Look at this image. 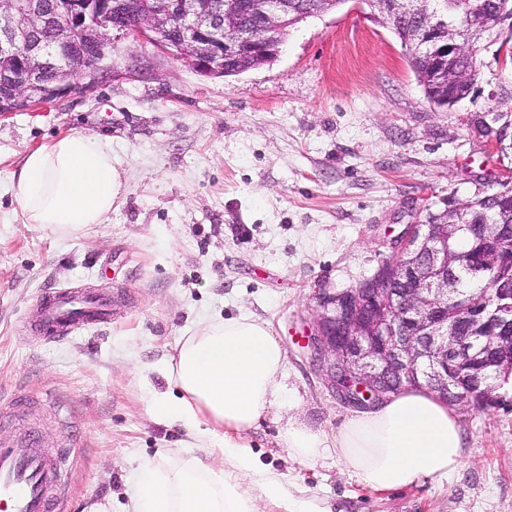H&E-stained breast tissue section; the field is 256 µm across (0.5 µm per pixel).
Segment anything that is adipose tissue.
Returning a JSON list of instances; mask_svg holds the SVG:
<instances>
[{
  "instance_id": "ef3b65f1",
  "label": "adipose tissue",
  "mask_w": 512,
  "mask_h": 512,
  "mask_svg": "<svg viewBox=\"0 0 512 512\" xmlns=\"http://www.w3.org/2000/svg\"><path fill=\"white\" fill-rule=\"evenodd\" d=\"M127 162L102 135L71 133L29 151L13 173L9 192L23 223L78 231L105 223L125 190ZM285 353L270 325L250 315L211 320L184 336L164 372L176 397L154 403L155 415L197 436L220 441L223 468L191 456L167 464L168 452L144 465L131 512H256L255 497L284 504L286 512H324L317 503L286 496L280 477L259 467L244 432L273 406L296 408L284 381ZM280 436L290 454L310 464L325 453L375 491L423 479H442L466 461L459 420L436 393L406 389L355 413L335 436L289 416ZM251 477L258 494L244 489Z\"/></svg>"
}]
</instances>
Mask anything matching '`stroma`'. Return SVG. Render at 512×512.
Listing matches in <instances>:
<instances>
[{"mask_svg": "<svg viewBox=\"0 0 512 512\" xmlns=\"http://www.w3.org/2000/svg\"><path fill=\"white\" fill-rule=\"evenodd\" d=\"M512 31L478 56L470 95L431 102L407 49L366 0L288 30L277 57L204 77L147 43L110 36L95 80L60 103L0 115V440L37 432L69 451L65 512H125L140 464L199 442L152 403L182 336L211 318L267 321L301 403L267 412L242 440L297 497L328 512H512V405L456 406L469 455L435 482L375 492L335 459H293L288 414L334 435L355 412L301 353L321 293L370 278L405 225L497 190L512 176ZM70 133L106 135L127 192L82 233L23 223L8 186L27 151ZM111 299V322L57 339L30 311L48 288Z\"/></svg>", "mask_w": 512, "mask_h": 512, "instance_id": "obj_1", "label": "stroma"}]
</instances>
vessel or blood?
<instances>
[{
  "label": "vessel or blood",
  "mask_w": 512,
  "mask_h": 512,
  "mask_svg": "<svg viewBox=\"0 0 512 512\" xmlns=\"http://www.w3.org/2000/svg\"><path fill=\"white\" fill-rule=\"evenodd\" d=\"M109 319L105 296L56 288L37 300L30 324L41 335L59 338L80 325ZM0 512H65L57 466L42 451L36 435L18 445H0Z\"/></svg>",
  "instance_id": "1"
}]
</instances>
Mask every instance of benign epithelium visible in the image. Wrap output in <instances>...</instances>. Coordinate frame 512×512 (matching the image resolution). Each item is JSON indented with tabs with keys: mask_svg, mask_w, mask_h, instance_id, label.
Wrapping results in <instances>:
<instances>
[{
	"mask_svg": "<svg viewBox=\"0 0 512 512\" xmlns=\"http://www.w3.org/2000/svg\"><path fill=\"white\" fill-rule=\"evenodd\" d=\"M291 0H0V50L14 57L18 74L0 93V112H16L58 101L80 78L95 79L108 33L135 43L147 42L188 62L202 76H222L226 64L244 55H277L279 33L288 22ZM68 24L54 27L53 15ZM512 29V4L500 3L496 34ZM435 14H424L417 49L446 38L450 57L471 53L465 36H445ZM92 47L85 60L71 65L72 77L44 81L46 68L72 56L79 42ZM440 224H407L393 239L395 254L359 286L319 296L317 318L305 337L315 373L341 401L367 407L411 385H426L455 404L482 407L493 400L478 379L463 381L448 371L475 355L512 372V289L494 288L487 297L489 320L501 329L493 336L448 332V296L463 306L468 297L455 288V255L448 237L463 228L481 241L471 273L486 280L501 262L497 224H472L468 212L450 205Z\"/></svg>",
	"mask_w": 512,
	"mask_h": 512,
	"instance_id": "1",
	"label": "benign epithelium"
}]
</instances>
